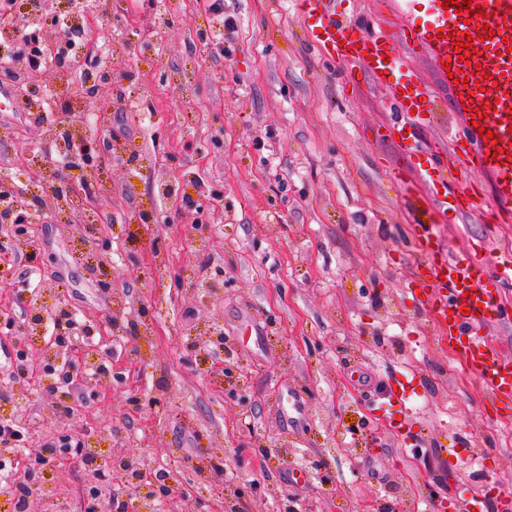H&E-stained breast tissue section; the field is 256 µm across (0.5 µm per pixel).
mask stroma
<instances>
[{
	"instance_id": "1",
	"label": "stroma",
	"mask_w": 512,
	"mask_h": 512,
	"mask_svg": "<svg viewBox=\"0 0 512 512\" xmlns=\"http://www.w3.org/2000/svg\"><path fill=\"white\" fill-rule=\"evenodd\" d=\"M60 4L104 17L99 51L122 90L96 107L46 106L55 63L23 91V111L0 103V166L25 192L36 242L0 264V418L23 400L26 429L0 459L8 476L41 467L54 479L29 512H100L87 469L70 463L58 479L41 462L83 427L104 458L126 448L193 488L194 512H446L440 498L470 497L484 477L512 502V440L498 429L512 410L491 406L475 377L450 374L418 293L408 227L426 208L404 201L394 178L403 153L385 127L387 87L348 82L350 64L317 53L300 0H223L219 14L199 0H20L13 22L54 37ZM402 51L435 99L423 140L447 144L463 121L448 84L428 54ZM70 112L119 148L97 169L95 245L31 191L22 162L32 147L47 183L78 179L49 131ZM186 195L195 208L182 207ZM498 221L433 223L456 251ZM58 300L69 330L47 319L41 331L89 349L73 361L83 383L13 385L17 358L35 354L31 306ZM116 304L122 331L106 350L91 325ZM215 329L223 344L193 348ZM215 359L247 371L239 389L211 377ZM399 387L406 401L390 406ZM211 454L224 468L201 478L195 465Z\"/></svg>"
}]
</instances>
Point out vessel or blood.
I'll use <instances>...</instances> for the list:
<instances>
[{"mask_svg": "<svg viewBox=\"0 0 512 512\" xmlns=\"http://www.w3.org/2000/svg\"><path fill=\"white\" fill-rule=\"evenodd\" d=\"M445 0H395L393 9L407 20L401 35L375 29L369 18L352 24L337 17L332 0H301L302 21L311 44L335 62L359 64L365 77L389 81L398 105V120L389 125L390 134L405 145L407 172L417 174L432 206L470 217L489 212L512 211V59L505 52L512 49V0H473L472 9L488 8L490 17L475 15L464 21L455 9H444ZM493 22V33H483L486 22ZM470 33L479 49V61L488 68V78L479 83L469 80L468 95L456 97V105L467 101L488 104V117L479 126L464 124L451 135L449 148L458 153L461 163L490 179V196L479 202L469 200L466 184L448 186L446 160H437L428 168L418 167L412 145L416 133L428 123V110L422 97L427 89L411 71L405 70L398 50L400 41L427 51L440 63L449 64L462 76L470 67L457 59L448 40L454 30ZM490 129L482 136L480 128ZM507 145L505 154L489 159L497 142ZM416 247L423 256L422 266L432 278L433 291L427 306L435 326L445 342L463 337L455 354L467 361L485 394L492 401L512 404V359L504 355V345L494 328L512 324V313L503 308L502 288L512 283V256L497 253L489 241L461 253L444 250L433 225L413 227ZM455 512H501L502 502L492 486H485L471 501L454 503Z\"/></svg>", "mask_w": 512, "mask_h": 512, "instance_id": "vessel-or-blood-1", "label": "vessel or blood"}]
</instances>
